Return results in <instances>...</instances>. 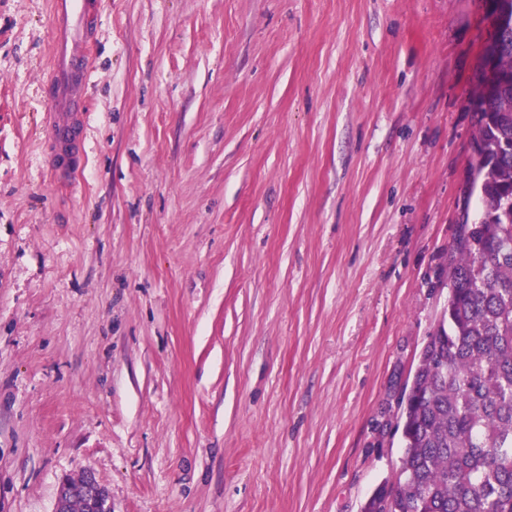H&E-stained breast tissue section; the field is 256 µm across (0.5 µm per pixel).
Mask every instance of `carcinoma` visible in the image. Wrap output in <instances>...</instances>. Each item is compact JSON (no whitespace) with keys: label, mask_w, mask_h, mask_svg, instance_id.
I'll return each mask as SVG.
<instances>
[{"label":"carcinoma","mask_w":512,"mask_h":512,"mask_svg":"<svg viewBox=\"0 0 512 512\" xmlns=\"http://www.w3.org/2000/svg\"><path fill=\"white\" fill-rule=\"evenodd\" d=\"M497 6L475 75L495 60L498 95L473 102L480 216L459 225L448 301L399 398L395 476L360 512H512V0Z\"/></svg>","instance_id":"carcinoma-1"}]
</instances>
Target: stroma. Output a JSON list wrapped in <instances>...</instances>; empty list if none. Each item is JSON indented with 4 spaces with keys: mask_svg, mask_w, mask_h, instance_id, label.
<instances>
[{
    "mask_svg": "<svg viewBox=\"0 0 512 512\" xmlns=\"http://www.w3.org/2000/svg\"><path fill=\"white\" fill-rule=\"evenodd\" d=\"M487 0H98L84 167L0 0V512H359L448 297ZM85 476V475H84ZM82 476L75 484L83 480ZM71 481L63 482L55 504L54 512H68L70 501L80 495L84 498L87 512H112L107 491L87 472L83 485L75 486ZM83 499L76 497L69 506V512H85Z\"/></svg>",
    "mask_w": 512,
    "mask_h": 512,
    "instance_id": "stroma-1",
    "label": "stroma"
}]
</instances>
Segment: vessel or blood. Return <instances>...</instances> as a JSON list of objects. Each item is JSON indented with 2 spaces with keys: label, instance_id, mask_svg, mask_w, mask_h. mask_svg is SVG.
Returning <instances> with one entry per match:
<instances>
[{
  "label": "vessel or blood",
  "instance_id": "b4317fda",
  "mask_svg": "<svg viewBox=\"0 0 512 512\" xmlns=\"http://www.w3.org/2000/svg\"><path fill=\"white\" fill-rule=\"evenodd\" d=\"M51 38L46 84L52 92L45 114L48 142L59 179H70L84 146L86 114L77 103L92 74L95 0H48Z\"/></svg>",
  "mask_w": 512,
  "mask_h": 512
}]
</instances>
